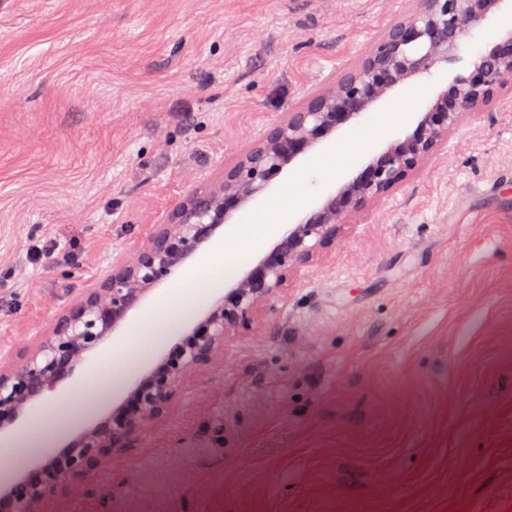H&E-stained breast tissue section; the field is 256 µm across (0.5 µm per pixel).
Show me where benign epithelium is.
Instances as JSON below:
<instances>
[{"mask_svg": "<svg viewBox=\"0 0 512 512\" xmlns=\"http://www.w3.org/2000/svg\"><path fill=\"white\" fill-rule=\"evenodd\" d=\"M505 0H424L396 21L356 65L275 121L263 138L224 164L222 176L196 189L154 225L152 233L92 288L77 296L50 330L17 363H0V437L15 433L27 414L72 378L77 368L116 335L158 286L175 279L202 249L295 159L313 151L399 83L446 63L474 26ZM512 84V30L507 44L474 59L423 113L416 129L392 142L336 194L288 225L259 262L208 307L144 372L125 398L85 427L60 454L0 483V512H44L45 503L74 479L99 469L116 452L137 445L144 429L164 418L181 381L211 364L224 339L247 330L264 305L281 296L288 279L336 238L338 227L407 180L441 147L462 117Z\"/></svg>", "mask_w": 512, "mask_h": 512, "instance_id": "benign-epithelium-1", "label": "benign epithelium"}]
</instances>
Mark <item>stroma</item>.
<instances>
[{
  "label": "stroma",
  "instance_id": "stroma-1",
  "mask_svg": "<svg viewBox=\"0 0 512 512\" xmlns=\"http://www.w3.org/2000/svg\"><path fill=\"white\" fill-rule=\"evenodd\" d=\"M421 0H0V360L128 256L174 201L357 63ZM512 8L457 61L333 134L424 95L504 43ZM54 245L37 262L33 247ZM140 308L116 361L160 353ZM0 447L11 473L114 398L89 360ZM46 512H512V87L296 270L252 327L190 371L138 447Z\"/></svg>",
  "mask_w": 512,
  "mask_h": 512
}]
</instances>
